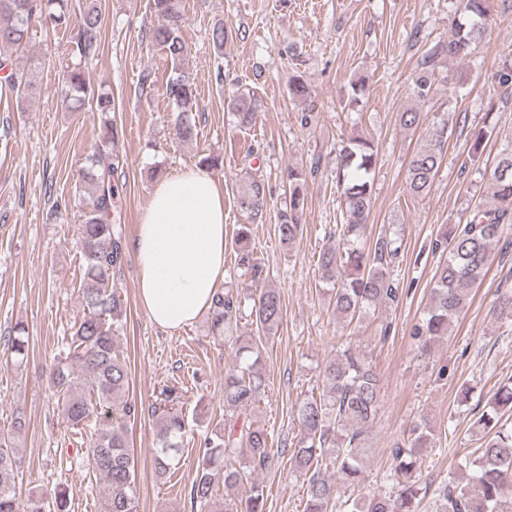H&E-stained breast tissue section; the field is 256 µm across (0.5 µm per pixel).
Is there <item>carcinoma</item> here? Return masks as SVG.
Masks as SVG:
<instances>
[{
  "mask_svg": "<svg viewBox=\"0 0 512 512\" xmlns=\"http://www.w3.org/2000/svg\"><path fill=\"white\" fill-rule=\"evenodd\" d=\"M154 10L164 23L150 32L149 39L162 47L172 65L165 96L176 112L177 134L188 139L196 127L197 94L194 78L180 68L188 52L182 35V0H153ZM71 30L70 50L76 59L63 74L64 101L72 109L90 101L103 118L100 144L88 155L82 181L91 192L90 203L77 225V246L84 261L82 300L84 312L71 327L63 356L50 367L47 380L56 389L68 424L77 429L90 420L98 422L91 435L87 462L93 478L104 492L103 512H139L136 463L119 419L146 410L163 419L157 435L153 465L163 478L175 466L187 419L175 401L174 390L165 388L148 408L129 398L130 376L119 353L123 332L124 302L115 278L127 262L122 227L112 223V208L118 186L112 183V164L104 161L108 145L117 135L110 113L112 95L95 92L87 84L83 64L98 47L103 17L95 3L87 4L79 16L71 12V0H0V69L4 86L23 101L35 91L38 62L13 65V57L26 49L32 22ZM494 18L493 0H456L452 32L423 54L413 74L410 95L428 100L434 86L448 81L447 62L463 60L476 53L490 35ZM289 90L302 105L314 111L309 88L295 75ZM242 127L256 123L260 104L255 95L242 92L230 99ZM401 126L416 131L433 126L431 139L413 155L407 171L406 189L413 197L427 194L441 163L448 141V120L429 121V114L413 107L398 113ZM378 162L374 141L363 137L341 140L338 149V180L345 205L344 224L338 243L323 251L319 260L320 279L330 286V303L336 318L348 325L375 315L378 308L399 302L403 289L394 278V264L402 247L395 232L382 230L365 236L373 199V176ZM315 167H290L283 179L288 197L278 212V232L290 246L302 232L305 206L304 186ZM491 188L488 202L480 204L463 224H452L432 243L447 253L433 276L429 305L412 325L410 336L426 352L468 307L472 288L481 283L497 255L505 226L512 224V136L504 138L497 162L487 172ZM265 184L252 179L244 183L239 208L257 216L266 206ZM238 265L248 275L251 287L218 293L210 308V329L220 338L233 331V320L242 309L250 310L256 335L234 336L235 362L224 372V429L217 431L200 449L192 503L203 512H264V487L250 480V474L267 471L279 464L281 454L269 445L264 426L245 416L264 392L262 339L276 335L283 320L284 303L277 288L261 286L266 280L264 265L254 256L249 228L236 234ZM495 315L512 318V289L498 297ZM4 346L21 362L29 354V336L22 324L6 336ZM322 391L299 402L296 414L301 437L289 457L291 467L305 476L306 501L303 512H416L422 491L419 483L425 449L434 437L426 419L416 423L408 443L392 450L387 493L363 492L365 464L371 449L368 429L373 425L382 401V378L363 352L342 345L319 370ZM488 409L474 421L484 434L479 454L464 458L467 478L455 486L438 487L443 512H504L502 490L512 488V428L500 424V410L512 409V384H504L487 402ZM21 461L10 448H0V512H70L67 488L56 486L30 494L21 500L16 478ZM336 470L331 476L330 470ZM240 487L235 502H225L220 486Z\"/></svg>",
  "mask_w": 512,
  "mask_h": 512,
  "instance_id": "obj_1",
  "label": "carcinoma"
}]
</instances>
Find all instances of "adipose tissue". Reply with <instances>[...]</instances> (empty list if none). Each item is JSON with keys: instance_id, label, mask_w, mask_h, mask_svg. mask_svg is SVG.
<instances>
[{"instance_id": "adipose-tissue-1", "label": "adipose tissue", "mask_w": 512, "mask_h": 512, "mask_svg": "<svg viewBox=\"0 0 512 512\" xmlns=\"http://www.w3.org/2000/svg\"><path fill=\"white\" fill-rule=\"evenodd\" d=\"M224 190L190 167L160 179L132 243L139 302L166 330L192 324L224 281Z\"/></svg>"}]
</instances>
